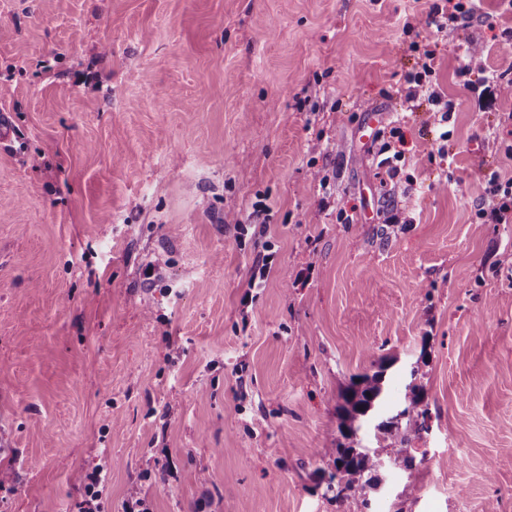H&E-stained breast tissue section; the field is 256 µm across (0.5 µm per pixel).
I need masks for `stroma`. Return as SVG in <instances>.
Here are the masks:
<instances>
[{"instance_id":"stroma-1","label":"stroma","mask_w":512,"mask_h":512,"mask_svg":"<svg viewBox=\"0 0 512 512\" xmlns=\"http://www.w3.org/2000/svg\"><path fill=\"white\" fill-rule=\"evenodd\" d=\"M431 3L0 0V512H78L97 467L102 512H512V223L476 216L512 93L473 90L512 79V10ZM427 49L444 147L403 100ZM381 365L426 456L330 501L339 393ZM433 2L427 13V23L437 31L447 28L448 22L456 23L458 20L473 17L480 10V1L477 0ZM438 2H444V4ZM379 136H386V140L379 148L378 157L391 153V155L383 157L379 161V165L386 169L388 178L396 186L403 179L402 167H404V164H400L405 160V150L402 148L405 145L403 131L400 127L393 126L388 131V136L385 135V132H382Z\"/></svg>"}]
</instances>
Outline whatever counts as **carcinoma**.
I'll return each mask as SVG.
<instances>
[{
    "label": "carcinoma",
    "instance_id": "cac0c4a2",
    "mask_svg": "<svg viewBox=\"0 0 512 512\" xmlns=\"http://www.w3.org/2000/svg\"><path fill=\"white\" fill-rule=\"evenodd\" d=\"M384 366L369 374L356 375L341 392L344 404L337 412V429L343 438L334 448L335 472L329 474L327 490L333 492L332 499L363 497L366 489L377 486L381 462L391 458L394 465L406 470L413 469L417 449L412 447L426 430L429 418L428 402L424 392L415 386L412 396L404 405L405 416L401 419L387 417L377 420L374 433L375 447L361 444L357 430L365 419L376 414L382 403Z\"/></svg>",
    "mask_w": 512,
    "mask_h": 512
}]
</instances>
